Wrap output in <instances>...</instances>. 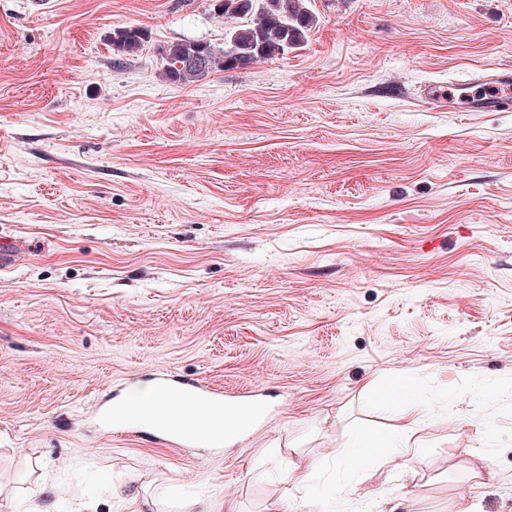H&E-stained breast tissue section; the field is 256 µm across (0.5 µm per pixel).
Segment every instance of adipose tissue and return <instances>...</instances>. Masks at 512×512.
Here are the masks:
<instances>
[{
	"label": "adipose tissue",
	"instance_id": "adipose-tissue-1",
	"mask_svg": "<svg viewBox=\"0 0 512 512\" xmlns=\"http://www.w3.org/2000/svg\"><path fill=\"white\" fill-rule=\"evenodd\" d=\"M384 405L395 412V425L381 435L361 433L350 453L349 469L358 474L368 457H377L382 464L396 463L411 437L424 421L423 413L413 408H400L398 395L387 396ZM121 420L132 426L155 430L173 427L211 441L236 434L242 426L237 411L221 414L191 405L168 402L165 395L150 384L133 383L120 402Z\"/></svg>",
	"mask_w": 512,
	"mask_h": 512
}]
</instances>
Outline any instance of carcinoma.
<instances>
[{"label": "carcinoma", "mask_w": 512, "mask_h": 512, "mask_svg": "<svg viewBox=\"0 0 512 512\" xmlns=\"http://www.w3.org/2000/svg\"><path fill=\"white\" fill-rule=\"evenodd\" d=\"M224 18L239 23L225 32L224 47L203 40H181L159 48L162 72L171 83L188 85L215 71L245 69L303 44L316 18L307 0H216ZM145 31L123 27L112 33L114 49L133 54L146 42Z\"/></svg>", "instance_id": "1"}]
</instances>
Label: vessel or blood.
Listing matches in <instances>:
<instances>
[{
    "instance_id": "vessel-or-blood-1",
    "label": "vessel or blood",
    "mask_w": 512,
    "mask_h": 512,
    "mask_svg": "<svg viewBox=\"0 0 512 512\" xmlns=\"http://www.w3.org/2000/svg\"><path fill=\"white\" fill-rule=\"evenodd\" d=\"M477 84L490 87L488 95L468 101L471 112H503L512 107V67L489 66L475 72ZM157 387L166 395L177 396L212 410L225 407L245 412L249 417H257L263 411L260 404L243 395L228 394L223 389L195 378L175 379L161 374L156 378Z\"/></svg>"
}]
</instances>
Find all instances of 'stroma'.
I'll use <instances>...</instances> for the list:
<instances>
[{
  "label": "stroma",
  "mask_w": 512,
  "mask_h": 512,
  "mask_svg": "<svg viewBox=\"0 0 512 512\" xmlns=\"http://www.w3.org/2000/svg\"><path fill=\"white\" fill-rule=\"evenodd\" d=\"M308 6L303 47L176 85L212 0H0V512H512V111L432 98L512 65V0ZM160 370L267 410L220 448L97 424ZM398 382L416 446L352 485ZM145 31L138 27H123L112 33V45L114 49L123 54H133L141 49L147 41Z\"/></svg>",
  "instance_id": "stroma-1"
}]
</instances>
